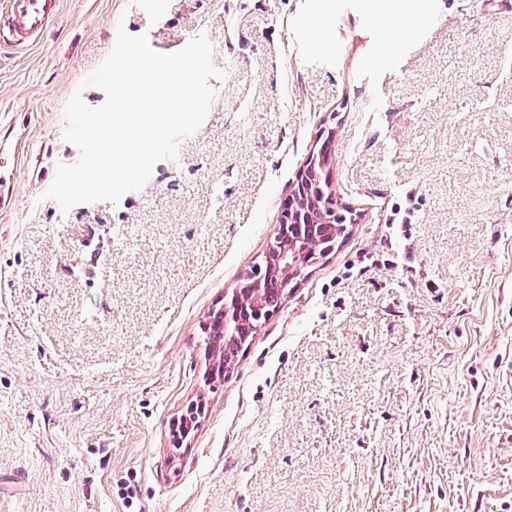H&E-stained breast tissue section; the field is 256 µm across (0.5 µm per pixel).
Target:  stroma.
Listing matches in <instances>:
<instances>
[{
  "label": "stroma",
  "instance_id": "obj_1",
  "mask_svg": "<svg viewBox=\"0 0 512 512\" xmlns=\"http://www.w3.org/2000/svg\"><path fill=\"white\" fill-rule=\"evenodd\" d=\"M417 1L62 0L0 47V512H512V0H421L386 46ZM121 25L225 76L143 189L64 213ZM328 136L351 232L213 373ZM240 285L236 290L232 291L231 297L227 301V306L230 309V312L232 314H235V320L238 325H240L242 328L240 332H237V338L236 339H228V341H225L224 337L222 340V344L219 343V350L220 352L224 353V361L227 364V367L230 368L232 364L235 363V359L238 357L239 351L242 346H245L249 339L252 337L253 333L255 332L256 326V320L252 314V311L249 307L244 308L243 306L239 308L233 307V298L238 300L240 299H247L251 295V291L253 288H255L254 284L252 283L253 280L249 275V272H245L240 277ZM234 308V309H233ZM260 327L259 322L257 323L256 328L258 329ZM213 357L215 359V364H217V369L220 372L224 371V361L222 356L219 358L218 351L213 353ZM227 368V369H228Z\"/></svg>",
  "mask_w": 512,
  "mask_h": 512
}]
</instances>
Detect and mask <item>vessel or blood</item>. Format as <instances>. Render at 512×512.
I'll use <instances>...</instances> for the list:
<instances>
[{"mask_svg": "<svg viewBox=\"0 0 512 512\" xmlns=\"http://www.w3.org/2000/svg\"><path fill=\"white\" fill-rule=\"evenodd\" d=\"M60 0H9L7 13L0 14V40L17 48L38 42L59 14Z\"/></svg>", "mask_w": 512, "mask_h": 512, "instance_id": "obj_1", "label": "vessel or blood"}]
</instances>
